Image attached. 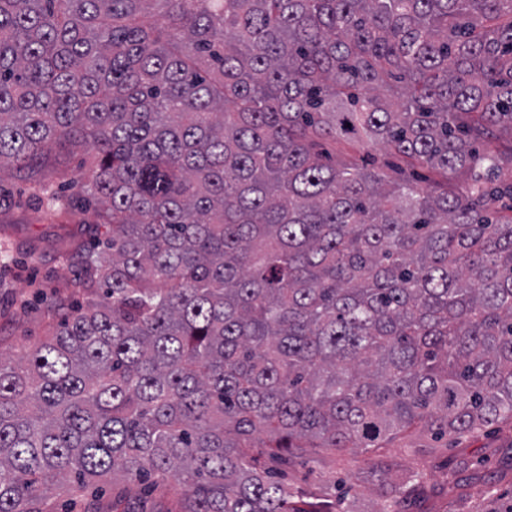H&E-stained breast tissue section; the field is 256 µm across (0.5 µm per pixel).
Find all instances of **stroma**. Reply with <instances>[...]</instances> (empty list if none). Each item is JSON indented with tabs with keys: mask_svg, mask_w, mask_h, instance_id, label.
Here are the masks:
<instances>
[{
	"mask_svg": "<svg viewBox=\"0 0 512 512\" xmlns=\"http://www.w3.org/2000/svg\"><path fill=\"white\" fill-rule=\"evenodd\" d=\"M89 153L75 142L29 168L0 167V357L28 351L91 299L74 283L87 251L112 228L94 221ZM259 464L329 512L342 493L353 512H379L380 491L408 472L420 475L421 487L401 493V512H484L490 502L512 498V424L453 442L424 437L411 448L398 438L381 456L316 448L304 461L264 456ZM184 497L173 476L162 482L117 476L71 503L52 495L50 506L53 512H183Z\"/></svg>",
	"mask_w": 512,
	"mask_h": 512,
	"instance_id": "35a3bbf8",
	"label": "stroma"
}]
</instances>
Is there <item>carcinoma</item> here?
I'll return each mask as SVG.
<instances>
[{
  "label": "carcinoma",
  "instance_id": "cac0c4a2",
  "mask_svg": "<svg viewBox=\"0 0 512 512\" xmlns=\"http://www.w3.org/2000/svg\"><path fill=\"white\" fill-rule=\"evenodd\" d=\"M349 137L468 187L324 163ZM71 138L112 237L0 357V512L171 473L322 512L254 449L512 423V0H0V166Z\"/></svg>",
  "mask_w": 512,
  "mask_h": 512
}]
</instances>
